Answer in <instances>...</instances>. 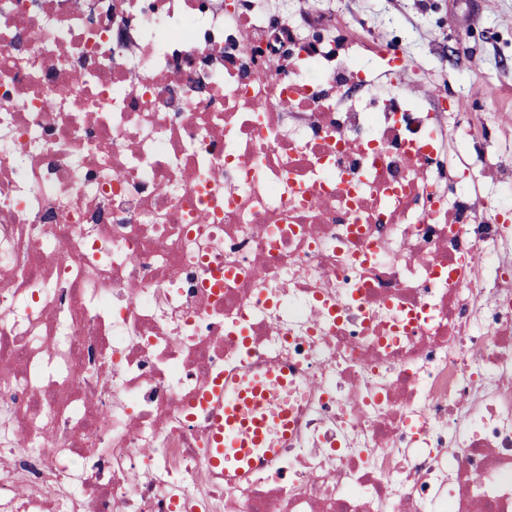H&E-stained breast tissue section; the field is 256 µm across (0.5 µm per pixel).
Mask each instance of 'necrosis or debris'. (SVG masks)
<instances>
[{
	"mask_svg": "<svg viewBox=\"0 0 512 512\" xmlns=\"http://www.w3.org/2000/svg\"><path fill=\"white\" fill-rule=\"evenodd\" d=\"M405 71L267 0H0V512H512V214ZM272 366L288 435L225 474ZM287 375L286 369L272 367L262 374L235 377L233 384L224 383V423L214 437L216 452L209 457L213 466L241 475L276 453V448H269L268 436L273 430L288 434V408L271 417L267 407L288 386Z\"/></svg>",
	"mask_w": 512,
	"mask_h": 512,
	"instance_id": "obj_1",
	"label": "necrosis or debris"
}]
</instances>
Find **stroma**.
<instances>
[{
  "mask_svg": "<svg viewBox=\"0 0 512 512\" xmlns=\"http://www.w3.org/2000/svg\"><path fill=\"white\" fill-rule=\"evenodd\" d=\"M349 20L395 42L409 73L462 99L475 129L497 134L485 160L468 136L449 129L451 152L472 157L464 176L472 192L512 207V187L485 174V165L512 162V0H322Z\"/></svg>",
  "mask_w": 512,
  "mask_h": 512,
  "instance_id": "35a3bbf8",
  "label": "stroma"
}]
</instances>
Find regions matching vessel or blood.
<instances>
[{"label": "vessel or blood", "mask_w": 512, "mask_h": 512, "mask_svg": "<svg viewBox=\"0 0 512 512\" xmlns=\"http://www.w3.org/2000/svg\"><path fill=\"white\" fill-rule=\"evenodd\" d=\"M286 369L272 367L261 374L234 378L224 386V422L215 435L216 452L212 465L243 474L274 451L268 444L270 433L287 435V410L269 415L267 407L276 393L288 385Z\"/></svg>", "instance_id": "vessel-or-blood-1"}]
</instances>
